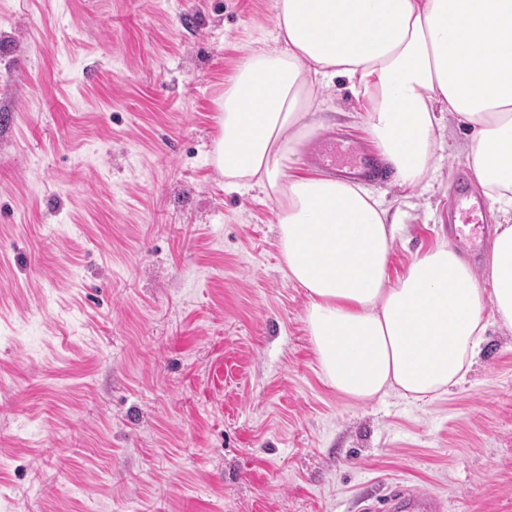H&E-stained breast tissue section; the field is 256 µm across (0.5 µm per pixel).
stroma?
<instances>
[{
  "mask_svg": "<svg viewBox=\"0 0 512 512\" xmlns=\"http://www.w3.org/2000/svg\"><path fill=\"white\" fill-rule=\"evenodd\" d=\"M275 0H0V512H356L408 480L445 512H512V331L427 403L327 387L277 207L212 163L224 88L273 46ZM318 150L372 151L316 90ZM426 187L371 191L438 240L466 173L454 119Z\"/></svg>",
  "mask_w": 512,
  "mask_h": 512,
  "instance_id": "obj_1",
  "label": "stroma"
}]
</instances>
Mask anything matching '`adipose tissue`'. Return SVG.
<instances>
[{"mask_svg":"<svg viewBox=\"0 0 512 512\" xmlns=\"http://www.w3.org/2000/svg\"><path fill=\"white\" fill-rule=\"evenodd\" d=\"M275 23L274 46L243 56L224 91L213 162L228 185L275 201L328 387L356 401L447 393L489 325L512 330V224L494 228L486 278L443 241L394 279L399 215L300 157L325 127L314 87L342 79L396 185L427 181L449 114L468 131L472 180L512 215V0H276Z\"/></svg>","mask_w":512,"mask_h":512,"instance_id":"ef3b65f1","label":"adipose tissue"}]
</instances>
